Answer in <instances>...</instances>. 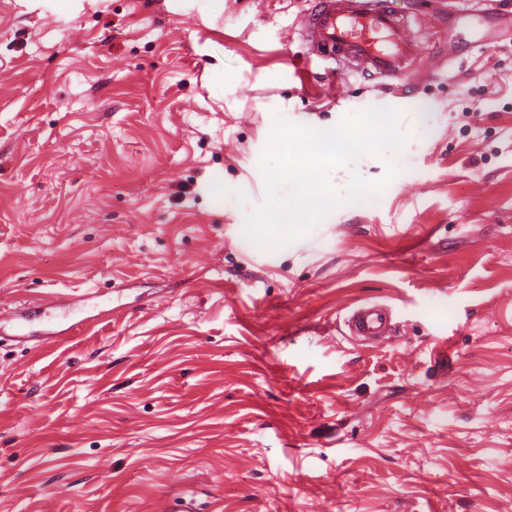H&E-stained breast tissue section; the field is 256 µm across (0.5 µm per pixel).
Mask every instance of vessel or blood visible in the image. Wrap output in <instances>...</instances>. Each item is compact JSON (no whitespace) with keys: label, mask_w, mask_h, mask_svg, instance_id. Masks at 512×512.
Wrapping results in <instances>:
<instances>
[{"label":"vessel or blood","mask_w":512,"mask_h":512,"mask_svg":"<svg viewBox=\"0 0 512 512\" xmlns=\"http://www.w3.org/2000/svg\"><path fill=\"white\" fill-rule=\"evenodd\" d=\"M306 58L337 63L339 74L357 72L393 86L414 77L420 46L409 18L386 0H314L290 29ZM351 335L385 337L393 329L384 310L360 307L347 320Z\"/></svg>","instance_id":"obj_1"}]
</instances>
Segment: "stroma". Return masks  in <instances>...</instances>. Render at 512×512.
I'll use <instances>...</instances> for the list:
<instances>
[{"instance_id":"35a3bbf8","label":"stroma","mask_w":512,"mask_h":512,"mask_svg":"<svg viewBox=\"0 0 512 512\" xmlns=\"http://www.w3.org/2000/svg\"><path fill=\"white\" fill-rule=\"evenodd\" d=\"M391 3L395 89L306 64L298 0H0V512H512V27ZM370 107L397 176L252 244L275 114ZM350 336L385 337L394 332L387 314L378 306L359 307L347 320Z\"/></svg>"}]
</instances>
